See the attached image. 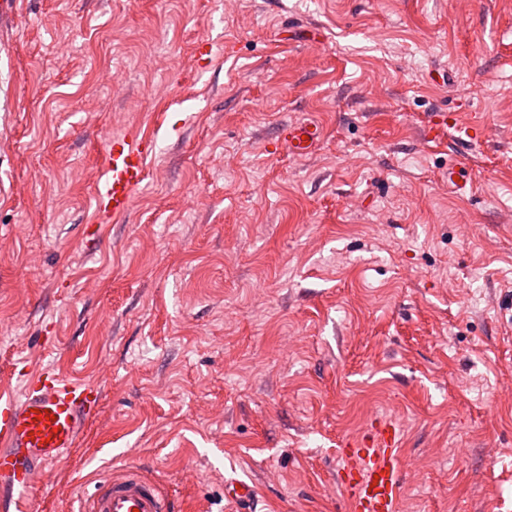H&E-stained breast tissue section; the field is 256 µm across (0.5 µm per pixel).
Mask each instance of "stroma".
I'll list each match as a JSON object with an SVG mask.
<instances>
[{
	"mask_svg": "<svg viewBox=\"0 0 512 512\" xmlns=\"http://www.w3.org/2000/svg\"><path fill=\"white\" fill-rule=\"evenodd\" d=\"M461 112L477 146L427 140ZM301 119L316 150L274 149ZM133 126L149 177L89 236ZM510 324L512 0H25L0 31V385L102 387L37 512L128 468L176 512H235L231 476L341 512L377 418L401 512H512Z\"/></svg>",
	"mask_w": 512,
	"mask_h": 512,
	"instance_id": "stroma-1",
	"label": "stroma"
}]
</instances>
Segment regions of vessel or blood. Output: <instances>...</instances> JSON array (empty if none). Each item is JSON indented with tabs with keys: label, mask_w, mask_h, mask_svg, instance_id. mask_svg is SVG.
<instances>
[{
	"label": "vessel or blood",
	"mask_w": 512,
	"mask_h": 512,
	"mask_svg": "<svg viewBox=\"0 0 512 512\" xmlns=\"http://www.w3.org/2000/svg\"><path fill=\"white\" fill-rule=\"evenodd\" d=\"M283 139L294 155L308 154L321 129L309 122L283 127ZM153 141L138 129L108 138V177L96 188L95 233L132 209L146 179V159ZM96 382L72 380L54 370H30L20 395L0 389V512L15 494L29 491L41 472L59 463L76 447L99 401ZM338 485L346 512H400L404 488L400 434L389 422L377 423L363 439L350 442L340 455ZM226 497L239 512H250L257 499L254 483L236 478L224 483ZM73 512H172L164 489L130 468L111 475L88 495L78 496Z\"/></svg>",
	"instance_id": "1"
}]
</instances>
